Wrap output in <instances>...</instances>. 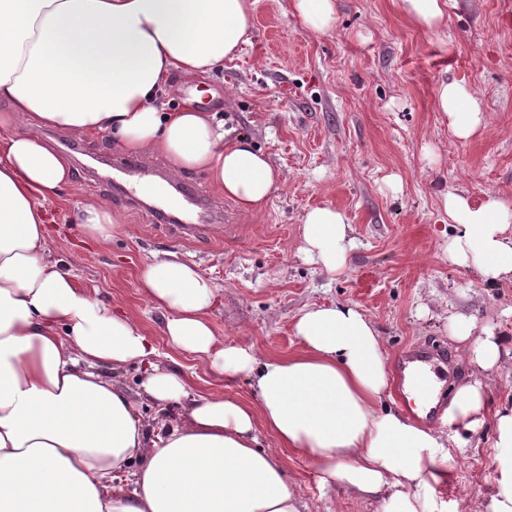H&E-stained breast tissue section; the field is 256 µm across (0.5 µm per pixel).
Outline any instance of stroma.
<instances>
[{
  "instance_id": "obj_1",
  "label": "stroma",
  "mask_w": 512,
  "mask_h": 512,
  "mask_svg": "<svg viewBox=\"0 0 512 512\" xmlns=\"http://www.w3.org/2000/svg\"><path fill=\"white\" fill-rule=\"evenodd\" d=\"M325 32L306 29L291 0H255L252 37L240 54L202 83L173 80L175 104L200 97L221 113L230 138L251 139L280 171L282 184L266 209L248 214L196 171L182 183L204 191L221 247L177 238L163 222L112 189L119 152L106 137H74L17 117L13 129L53 147L72 172L75 203L107 200L134 234L99 245L61 219L52 254L79 252L78 283L106 303L133 311L167 353L165 368L202 391L254 401L246 376L218 382L190 354L170 351L165 310L138 291L143 269L167 252L196 264L221 289L211 321L225 344L251 345L272 355L296 351L292 321L307 305L353 302L379 327L388 362L417 345L446 349L456 359L450 388L471 369L450 337L448 318L475 316L478 326L501 322L512 306V282L488 284L448 264L442 245L450 231L441 198L451 190L474 200L493 193L512 202V0H448L440 29L424 30L402 14L399 0H335ZM466 75L482 100L485 125L468 140L452 137L439 112L443 80ZM402 182L399 193L385 186ZM346 213L357 247L343 273L332 275L298 252L306 210ZM512 405V368L491 373L485 423L476 447L448 463L437 488L449 512H473L476 494L495 477L494 413ZM261 448L280 461L288 484L309 512H380L340 487L321 488L314 464L295 456L265 427Z\"/></svg>"
}]
</instances>
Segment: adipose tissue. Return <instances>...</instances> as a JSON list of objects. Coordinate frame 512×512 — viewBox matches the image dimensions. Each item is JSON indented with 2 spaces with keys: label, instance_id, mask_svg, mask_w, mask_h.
Masks as SVG:
<instances>
[{
  "label": "adipose tissue",
  "instance_id": "adipose-tissue-1",
  "mask_svg": "<svg viewBox=\"0 0 512 512\" xmlns=\"http://www.w3.org/2000/svg\"><path fill=\"white\" fill-rule=\"evenodd\" d=\"M255 0H0V99L37 124L95 132L138 155H165L170 174L198 171L248 213H261L281 174L249 142L193 102L168 111L172 77L199 82L250 41ZM437 106L455 139L484 124L465 79L441 82ZM71 171L44 141L0 137V512H300L276 458L259 448L264 424L314 464L324 487L341 485L382 512H448L449 447H470L484 423L485 379L512 365V332L450 318L471 380L431 428L384 407L383 339L347 302L308 305L293 320L299 349L286 357L224 345L210 318L221 290L177 253L140 275L143 298L167 311L169 345L215 377L246 375L252 403L201 393L155 361L133 313L82 288L74 263L50 252L49 206ZM443 255L484 282H512V207L494 194L450 191ZM95 242L130 235L106 201L72 214ZM303 259L339 274L356 247L345 212L303 218ZM144 364L143 399L177 404L180 420H144L111 374ZM496 474L477 512H512V407L494 415ZM134 467L133 484L120 478Z\"/></svg>",
  "mask_w": 512,
  "mask_h": 512
}]
</instances>
